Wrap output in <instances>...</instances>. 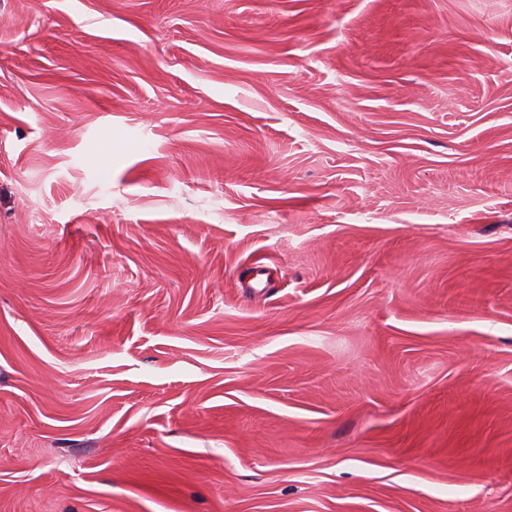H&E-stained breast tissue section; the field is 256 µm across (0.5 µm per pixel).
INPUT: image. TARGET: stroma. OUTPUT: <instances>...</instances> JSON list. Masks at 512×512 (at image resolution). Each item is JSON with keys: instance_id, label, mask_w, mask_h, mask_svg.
I'll use <instances>...</instances> for the list:
<instances>
[{"instance_id": "1", "label": "stroma", "mask_w": 512, "mask_h": 512, "mask_svg": "<svg viewBox=\"0 0 512 512\" xmlns=\"http://www.w3.org/2000/svg\"><path fill=\"white\" fill-rule=\"evenodd\" d=\"M0 512H512V0H0Z\"/></svg>"}]
</instances>
